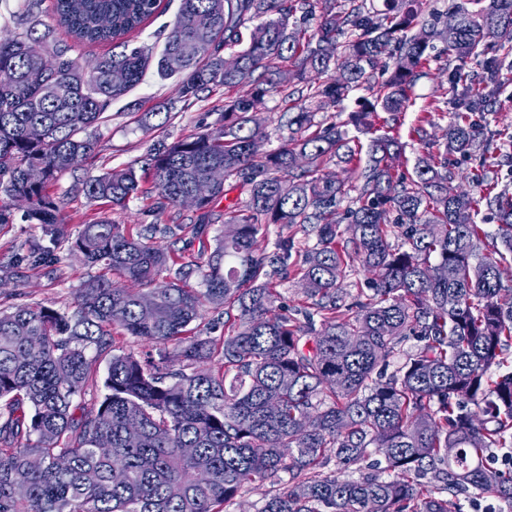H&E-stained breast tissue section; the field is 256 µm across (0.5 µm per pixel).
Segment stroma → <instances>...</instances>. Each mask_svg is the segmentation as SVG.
Returning <instances> with one entry per match:
<instances>
[{
    "instance_id": "stroma-1",
    "label": "stroma",
    "mask_w": 512,
    "mask_h": 512,
    "mask_svg": "<svg viewBox=\"0 0 512 512\" xmlns=\"http://www.w3.org/2000/svg\"><path fill=\"white\" fill-rule=\"evenodd\" d=\"M177 78L163 79L147 72L143 82L125 96L113 102L103 121L89 128L97 141L93 158L63 173L50 191L64 203L62 215L70 233H77L82 225L102 219L117 224H145L149 218L143 213L141 200H131L125 209H113L88 200L83 183L90 176L112 168H123L144 156L147 148L160 141L173 142L213 125L224 110L225 101L237 97L234 89L215 88L202 93L199 99L179 101ZM172 103L171 117L160 123L153 111L163 103ZM439 103L441 110L434 116L433 135L442 136L448 125V115L455 105L448 95L447 71L444 61L431 62L427 76L420 78L413 90L412 102L398 119L399 141L403 163L398 172L413 178L414 166L423 153L413 129L424 108ZM304 97L287 95L286 91L272 92L259 106L267 133L261 142L262 151L279 146L288 134L285 112L288 107L304 106ZM12 206L13 221L0 227V309L18 304L41 303L56 309H73L78 288L97 276L99 267L84 263L79 253L60 248L59 262L51 267L32 268L14 265L12 258L34 242H43L41 229L24 219L22 208L13 207L10 197L0 194V206Z\"/></svg>"
}]
</instances>
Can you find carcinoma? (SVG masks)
<instances>
[{"label":"carcinoma","mask_w":512,"mask_h":512,"mask_svg":"<svg viewBox=\"0 0 512 512\" xmlns=\"http://www.w3.org/2000/svg\"><path fill=\"white\" fill-rule=\"evenodd\" d=\"M43 2L26 0L15 29L0 36V194L26 197L27 221L50 241L15 261L55 264L54 249L69 241L86 264L136 287L100 276L78 290L71 311L0 310V512H224L280 472L288 485L266 494L260 512H461L474 491L512 512V468L491 462L493 449L512 447V369L502 358L512 345V297H502L512 194L484 185L486 164L512 167V153L485 137L512 81V0H451L448 93L459 109L442 143L428 132L432 113L420 118L424 154L409 181L395 166V122L427 75L436 36L420 0H384L381 9L366 0H181L157 56L128 37L160 0H51L72 38L112 45L88 68L52 38ZM256 19L236 67L224 69V47ZM173 55L182 68L169 66ZM384 56L394 60L391 76L359 100L353 119L386 112L392 125L370 141L353 185L323 167L334 157L350 164L361 149L315 116L363 87ZM152 66L180 77L186 101L217 87L245 91L217 124L153 146L141 170L114 168L84 193L120 208L144 195L145 213L156 215L223 168L224 185L191 218L200 244L191 264L155 245L169 224L100 220L70 238L63 201L48 192L71 154L94 155L96 141L82 133ZM115 69L125 73L118 87ZM333 69V80L307 82ZM285 83L306 84L308 106L288 119V138L260 155L257 105ZM35 123L44 128L37 143L25 136ZM479 145L472 192L448 195V155ZM33 165L44 170L38 184L27 179ZM140 171L157 196L142 189ZM235 189L246 200L230 197ZM219 199L225 230L208 253ZM481 207L498 218L488 253L474 219ZM270 224H301L316 242L300 249L283 236L260 249ZM357 263L371 278L347 301L341 283ZM445 266L453 279L438 276ZM163 273L169 288L156 297ZM296 278L307 284L305 302L279 304L277 286ZM210 309L209 330L229 335L194 326ZM116 330L160 346L158 357L114 353ZM410 338L417 348L406 353ZM103 357L105 394L88 405ZM332 460L336 469L324 472Z\"/></svg>","instance_id":"cac0c4a2"}]
</instances>
